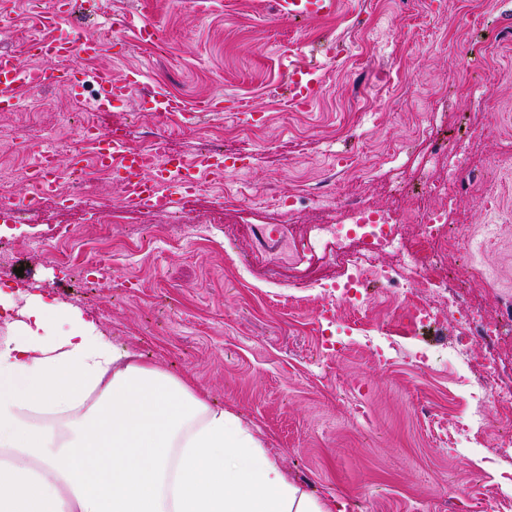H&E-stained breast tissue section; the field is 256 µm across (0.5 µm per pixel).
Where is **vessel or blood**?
<instances>
[{"mask_svg":"<svg viewBox=\"0 0 512 512\" xmlns=\"http://www.w3.org/2000/svg\"><path fill=\"white\" fill-rule=\"evenodd\" d=\"M342 0H278L281 14L291 19H315L338 13ZM103 50L100 40L84 36L79 28L58 24L53 36L35 39L28 47L29 55L38 59V67L25 66L12 53H0V112H13L20 106L15 94L17 88L38 84L39 86L68 85L79 87L80 74L66 66V59L81 54L97 57ZM288 102L298 110H308L316 101L321 88L318 67L288 64ZM95 81L100 92L89 107L95 111L108 108L112 101L128 96L132 88L140 84V75L131 72L123 80H113L111 72L99 71ZM157 112L178 114L184 120H193L203 112L214 109L210 100L186 103L157 91L153 94ZM93 155L98 165L113 170L115 179L126 191L129 201L148 206H166L170 203V186L181 181L187 184L199 182L204 176L221 170L224 157L208 154L186 161L165 154L155 155L144 150H129L123 138L116 135L98 136L93 145ZM35 173L34 185L38 193L52 192L60 169L58 154L49 147L39 150L32 163Z\"/></svg>","mask_w":512,"mask_h":512,"instance_id":"obj_1","label":"vessel or blood"}]
</instances>
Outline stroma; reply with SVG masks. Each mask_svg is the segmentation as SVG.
<instances>
[{
	"label": "stroma",
	"instance_id": "stroma-1",
	"mask_svg": "<svg viewBox=\"0 0 512 512\" xmlns=\"http://www.w3.org/2000/svg\"><path fill=\"white\" fill-rule=\"evenodd\" d=\"M274 9L273 0H106L103 15L85 24L103 51L71 65L89 76L108 69L116 79L143 77L96 122L127 129L142 147L167 135L189 160L219 144L228 167L203 177L170 214L129 202L105 176L93 180L92 205L48 200L21 222L0 212L11 265L23 270L0 286L50 293L144 364L189 377L212 405L258 432L290 478L336 497L346 512H512V457L495 453L512 411L489 400L481 445L457 433L470 382L488 373L512 384V335L490 351L473 346L469 363L452 361L441 351L462 334L455 315L413 323L408 301L378 281L364 288L358 312L302 293L287 285L301 261L281 268V287H270L245 230L336 218L318 199L275 206L274 192L323 185L338 201L388 207L396 178L416 182L427 159L433 182H447V158H430L418 136L437 124L464 150L460 178H479L448 212L461 243L441 259L449 269L484 270L483 287L461 290L460 308L512 325V39L498 36L512 24V0H345L338 15L301 23ZM126 14L159 22L166 52L154 53L132 29L109 27L108 18ZM56 20V0H6L0 50L22 53L18 28L48 35ZM286 57L322 66L309 110L287 101ZM484 73L497 77L493 95ZM157 87L191 101L218 98L223 109L180 130L175 119L156 117L149 93ZM20 95L21 110L0 112V181L17 195L29 186L33 147L53 141L64 164L82 154L76 131L87 117L65 86ZM241 104L255 109L257 123L235 117ZM482 224L497 225V237L483 238ZM63 225L71 237L53 238ZM59 252L71 273L57 266ZM105 262L112 285L101 288ZM325 308L331 320L321 318ZM360 315L369 331L393 335L388 361L378 362L365 332L354 330ZM329 342L340 355H327Z\"/></svg>",
	"mask_w": 512,
	"mask_h": 512
}]
</instances>
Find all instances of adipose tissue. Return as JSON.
<instances>
[{
    "label": "adipose tissue",
    "mask_w": 512,
    "mask_h": 512,
    "mask_svg": "<svg viewBox=\"0 0 512 512\" xmlns=\"http://www.w3.org/2000/svg\"><path fill=\"white\" fill-rule=\"evenodd\" d=\"M0 319V512H341L78 309L0 289Z\"/></svg>",
    "instance_id": "obj_1"
}]
</instances>
